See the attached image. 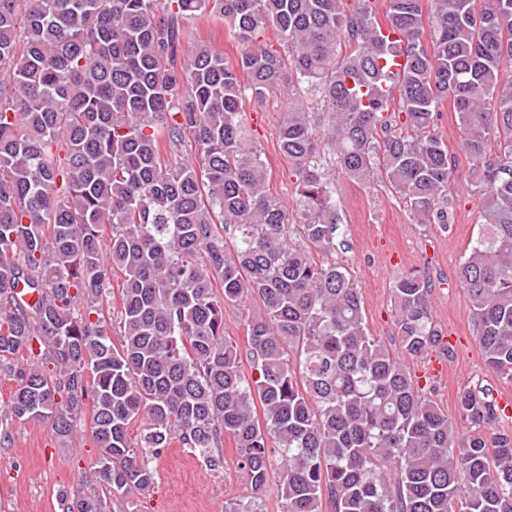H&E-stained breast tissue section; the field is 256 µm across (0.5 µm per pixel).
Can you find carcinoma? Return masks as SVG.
I'll return each mask as SVG.
<instances>
[{
  "mask_svg": "<svg viewBox=\"0 0 512 512\" xmlns=\"http://www.w3.org/2000/svg\"><path fill=\"white\" fill-rule=\"evenodd\" d=\"M422 2L386 0L379 18L371 0H0V371L17 380L0 447L26 423L70 443L90 416L96 467L63 512L150 490L148 456L173 439L218 467L226 435L250 496L224 512H262L271 437L282 512H512V434L489 433L504 409L461 390L462 439L405 365L437 341L428 276L392 288L396 352L327 259L340 229L327 155L354 181L384 176L416 223H450L437 123L450 102L480 196L457 279L486 366L512 382V0ZM202 13L231 28L235 60L190 41ZM278 91L295 222L244 110ZM249 298L262 313L245 318L243 351L224 305Z\"/></svg>",
  "mask_w": 512,
  "mask_h": 512,
  "instance_id": "obj_1",
  "label": "carcinoma"
}]
</instances>
